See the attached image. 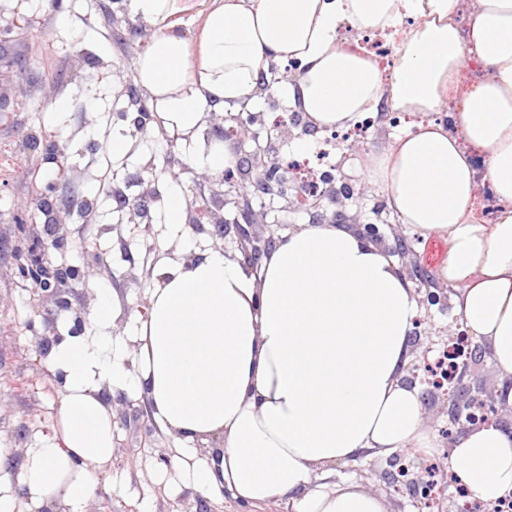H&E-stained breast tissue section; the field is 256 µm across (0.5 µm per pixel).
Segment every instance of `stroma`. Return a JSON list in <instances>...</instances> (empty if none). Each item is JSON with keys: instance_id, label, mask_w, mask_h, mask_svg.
<instances>
[{"instance_id": "1", "label": "stroma", "mask_w": 512, "mask_h": 512, "mask_svg": "<svg viewBox=\"0 0 512 512\" xmlns=\"http://www.w3.org/2000/svg\"><path fill=\"white\" fill-rule=\"evenodd\" d=\"M13 22L8 39L0 40V155L21 150L24 170H11L0 185V448L11 456L8 468H18L27 449L47 445L53 437L62 393L60 381L45 367L48 350L42 338L46 325L58 335L70 333L75 317H82L86 336H129L132 318L141 313L154 275L145 272V243L150 236L165 240L166 227L156 217L146 225L119 223L116 202L108 189L121 187L130 196L140 191L137 177L147 161L165 168L166 140L154 132L142 141L137 156L116 157L100 138L117 124L114 112L126 107L124 90L137 81L136 63L142 45L153 40L157 25L136 17L130 9H117L114 0H0V25ZM68 104L57 113L55 99ZM68 138L65 169L44 163L53 133ZM52 180L51 202L67 213V244L48 254L51 265L87 270L99 267L98 287L109 293L114 307L111 326L99 323L95 311L97 289L84 288L80 280L63 286L69 306L65 309L33 295L17 275L16 224L26 218L39 224L49 221L47 212L31 201L33 185ZM295 182H285L273 193L253 199L259 215L256 224L238 223L232 205L219 207L230 227L224 252L237 257L245 239L276 242L303 224L331 223L343 212L348 223L383 224V247H391L395 235L417 236L407 224L391 223L390 213L376 210L381 188L365 198L325 203L320 212L291 210L286 206L296 193ZM82 198L97 210L95 223H86L72 201ZM420 237V236H417ZM415 251L433 269H440L448 248L446 237L426 235ZM427 330L410 336L413 354L438 349L442 332L460 322L455 304L446 309L428 307ZM115 427L111 462L97 475L93 496L84 512H232L234 505L217 493L205 494L161 478L160 453H173L178 440L161 429L142 401L119 392L106 397ZM342 477L389 501L394 512H409L408 493L396 492L388 480V460H356L340 466Z\"/></svg>"}]
</instances>
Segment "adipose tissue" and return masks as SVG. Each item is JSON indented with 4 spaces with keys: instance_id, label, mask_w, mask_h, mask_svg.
I'll return each mask as SVG.
<instances>
[{
    "instance_id": "1",
    "label": "adipose tissue",
    "mask_w": 512,
    "mask_h": 512,
    "mask_svg": "<svg viewBox=\"0 0 512 512\" xmlns=\"http://www.w3.org/2000/svg\"><path fill=\"white\" fill-rule=\"evenodd\" d=\"M459 30L461 0H214L197 48L167 28L176 0H130L162 23L138 59V83L177 136L188 163L216 173L234 151L203 146L211 113L247 102L274 61L301 70L280 93L319 127L368 111H441L470 55L487 67L453 119L368 155L400 223L448 239L439 276L458 286L471 335L486 342L512 406V0H479ZM417 25L402 38L391 77L339 38ZM501 207L495 223L473 214L480 183ZM185 245L157 261L160 279L129 340L67 335L46 365L62 383L53 442L0 470V512L25 496L49 512H83L114 452L104 391L146 398L154 420L182 443L178 478L223 493L241 512L287 502L290 512H389L383 498L341 480L338 464L432 454L418 388L402 382L417 313L392 258L340 224H307L265 254L257 271L214 249L189 262ZM217 438L216 455L195 443ZM458 477L485 501L512 490V432L490 425L450 451Z\"/></svg>"
}]
</instances>
